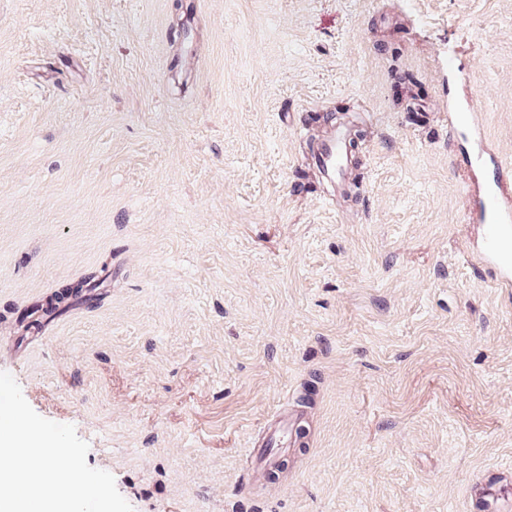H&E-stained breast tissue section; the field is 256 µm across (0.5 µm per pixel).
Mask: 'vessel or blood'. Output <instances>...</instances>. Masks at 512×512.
I'll list each match as a JSON object with an SVG mask.
<instances>
[{"label": "vessel or blood", "mask_w": 512, "mask_h": 512, "mask_svg": "<svg viewBox=\"0 0 512 512\" xmlns=\"http://www.w3.org/2000/svg\"><path fill=\"white\" fill-rule=\"evenodd\" d=\"M319 112L316 106L302 111L306 132L314 138L310 164L330 183L338 198L345 200L350 196L347 167L354 133L350 127L332 120H319ZM460 135L466 137L468 146L454 151L453 161L466 172L465 221L478 229L476 242L466 246L469 264L473 270L489 273L490 287L512 288V166L489 147L475 100L448 108V137L453 140ZM299 421V410L285 411L269 429L265 446L246 449L250 483L270 481L283 452L294 448L297 442L295 430ZM498 483L497 472L482 476L471 495L470 512H499L492 494Z\"/></svg>", "instance_id": "vessel-or-blood-1"}]
</instances>
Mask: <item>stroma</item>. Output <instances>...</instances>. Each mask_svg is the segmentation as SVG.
I'll use <instances>...</instances> for the list:
<instances>
[{
	"label": "stroma",
	"mask_w": 512,
	"mask_h": 512,
	"mask_svg": "<svg viewBox=\"0 0 512 512\" xmlns=\"http://www.w3.org/2000/svg\"><path fill=\"white\" fill-rule=\"evenodd\" d=\"M185 10L0 0V370L133 512L512 499V289L470 275L444 110L475 93L512 163V0H203L167 41ZM310 105L368 115L356 203L291 190ZM300 411L286 410L277 423L268 431L265 447L245 448V455L250 462L247 469L249 484L256 485L259 481L270 482L272 475L277 472L282 461V452L294 448L297 442L295 429L299 425ZM498 473L490 471L485 473L479 485L472 492L470 499V512H499L501 509L494 504L492 488L499 485Z\"/></svg>",
	"instance_id": "35a3bbf8"
}]
</instances>
